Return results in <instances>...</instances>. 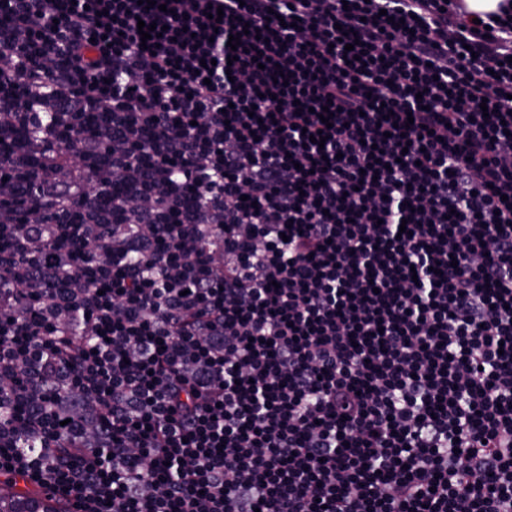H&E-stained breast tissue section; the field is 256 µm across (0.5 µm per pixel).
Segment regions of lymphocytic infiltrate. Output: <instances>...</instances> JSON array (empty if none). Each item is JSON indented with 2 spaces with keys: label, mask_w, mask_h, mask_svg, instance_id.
Masks as SVG:
<instances>
[{
  "label": "lymphocytic infiltrate",
  "mask_w": 512,
  "mask_h": 512,
  "mask_svg": "<svg viewBox=\"0 0 512 512\" xmlns=\"http://www.w3.org/2000/svg\"><path fill=\"white\" fill-rule=\"evenodd\" d=\"M156 2L0 0V137L62 111L0 181L35 190L0 214V477L75 512H512V5Z\"/></svg>",
  "instance_id": "f902f5d3"
}]
</instances>
